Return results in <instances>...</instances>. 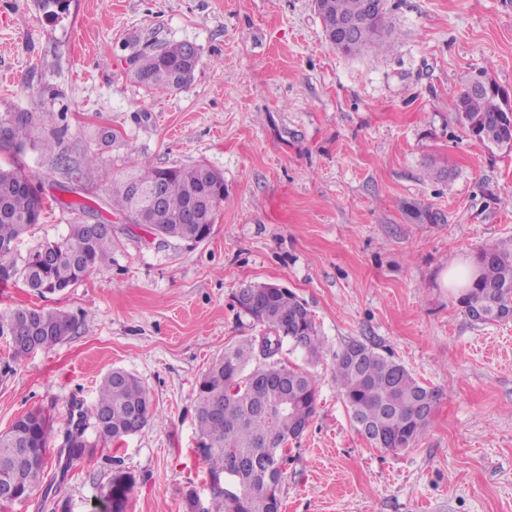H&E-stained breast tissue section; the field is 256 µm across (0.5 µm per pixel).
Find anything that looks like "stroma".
I'll return each mask as SVG.
<instances>
[{
	"label": "stroma",
	"mask_w": 512,
	"mask_h": 512,
	"mask_svg": "<svg viewBox=\"0 0 512 512\" xmlns=\"http://www.w3.org/2000/svg\"><path fill=\"white\" fill-rule=\"evenodd\" d=\"M392 47L347 55L326 41L312 0H0V115L37 128L0 166L37 172L47 208L16 247L62 240L78 214L41 145L64 130L74 159L100 168L84 191L111 225V260L65 290L12 282L0 314L57 309L78 320L48 350L14 360L0 336V432L27 412L52 425L44 481L0 512H99L115 470L126 512H184L223 478L203 463L198 378L258 329L241 288L276 283L308 306L324 352L310 369L318 411L288 443L282 512H512V321L471 322L443 275L512 238V150L468 136L453 104L484 73L512 95V0H388ZM189 42L185 88L148 92L127 64ZM198 162L224 174L210 237L156 246L112 208L132 167ZM375 344L442 390L425 436L393 453L357 431L332 378L347 342ZM136 375L158 409L141 433L69 459L102 377Z\"/></svg>",
	"instance_id": "obj_1"
}]
</instances>
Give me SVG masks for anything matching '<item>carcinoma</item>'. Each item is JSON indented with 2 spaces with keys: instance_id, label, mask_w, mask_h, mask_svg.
Instances as JSON below:
<instances>
[{
  "instance_id": "obj_1",
  "label": "carcinoma",
  "mask_w": 512,
  "mask_h": 512,
  "mask_svg": "<svg viewBox=\"0 0 512 512\" xmlns=\"http://www.w3.org/2000/svg\"><path fill=\"white\" fill-rule=\"evenodd\" d=\"M332 17L364 19L361 43L353 50L383 49L390 35L387 0H329ZM186 43H174L158 51L132 56L134 76L149 90L176 91L192 80L199 56H185ZM504 89L475 91L467 85L453 104L464 120L468 135L494 145L512 143V121L507 119ZM33 121L28 113L0 116V148L19 150L32 139ZM64 130L52 132L61 145L54 161L69 184L87 186L94 180L100 158L91 155L84 167L71 164L63 146ZM36 175L17 164L0 167V282L17 281L44 295L79 282L112 255V230L81 220L68 235L25 258L14 256L15 246L27 227L39 221L45 207L34 185ZM161 203H153L155 194ZM224 203V174L206 163L158 168L140 165L112 187V208L126 215L131 224L149 220L154 238L201 243L211 234L219 206ZM247 289L255 297L240 313L262 327L224 348L196 386L195 418L203 447L201 453L212 477H217L224 455L248 456L269 445L279 448L300 438L317 412L318 390L314 373L290 364L284 347L300 349L313 361L321 355L324 341L306 303L296 293L271 283ZM457 302L467 317L483 308L485 324L512 318V239L493 243L479 253L475 271L458 290ZM75 318L61 310L16 308L0 319V336L10 337L12 354L24 359L32 353L17 338L35 332L37 348L46 350L66 340L76 328ZM333 377L351 419L374 447L403 451L425 435L431 409L443 391L418 382L393 356L359 340L336 352ZM158 416L155 403L140 380L122 368H113L102 378L92 410L95 441L86 436L81 420L67 434L69 454L78 458L81 449L121 440L143 431ZM52 427L36 410L19 417L0 433V483L14 482L18 495L28 497L41 484ZM281 467L271 473L241 470L226 474L234 491H213L204 503L195 491L185 496L186 512H280ZM133 477L118 470L103 495L107 512H125Z\"/></svg>"
}]
</instances>
